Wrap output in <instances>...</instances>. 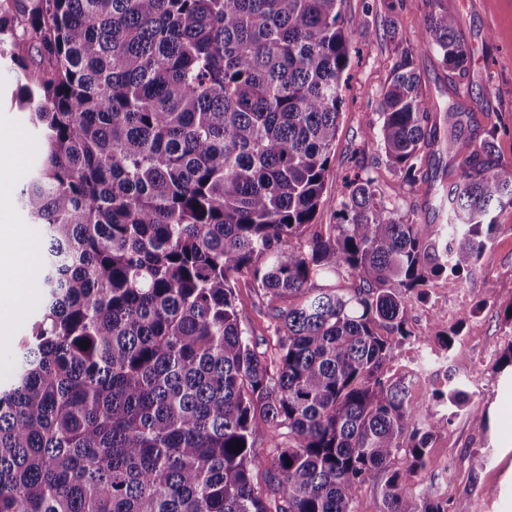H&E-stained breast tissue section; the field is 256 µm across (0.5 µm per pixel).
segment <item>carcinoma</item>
<instances>
[{"label":"carcinoma","mask_w":512,"mask_h":512,"mask_svg":"<svg viewBox=\"0 0 512 512\" xmlns=\"http://www.w3.org/2000/svg\"><path fill=\"white\" fill-rule=\"evenodd\" d=\"M10 2L0 46L39 72L19 86L40 150L19 200L46 245L39 315L21 339L0 336L15 351L0 512H355L383 473L384 512H469L405 494L444 417L390 364L413 339L449 351L460 336L464 317L413 337L406 303L432 280L459 287L495 238L492 210L512 208L498 130L470 150L448 141V223H404L358 151L343 223L317 224L357 25L343 0ZM415 49L468 69L445 8ZM413 50L379 112L408 185L435 143ZM241 276L270 309L262 350ZM462 386L436 404L464 406Z\"/></svg>","instance_id":"1"}]
</instances>
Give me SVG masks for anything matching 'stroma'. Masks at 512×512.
I'll return each mask as SVG.
<instances>
[{"mask_svg": "<svg viewBox=\"0 0 512 512\" xmlns=\"http://www.w3.org/2000/svg\"><path fill=\"white\" fill-rule=\"evenodd\" d=\"M441 6L461 22L470 49L468 71L460 78L448 72L436 53L415 54L414 67L438 129L430 159L436 180L406 186L379 148L378 112L394 60L418 32L424 16ZM343 11L360 27L351 36L352 65L316 221L338 223L337 204L352 173V157L362 149L383 200L399 201L404 222L446 223V212L434 211L430 194L432 184H447L457 175V162L448 153V110L464 113L461 139L473 146L490 129L509 128V135L498 137L496 145L501 160L512 162V0H344ZM392 26L397 36L389 34ZM16 85L14 72L0 69V139L13 137L18 155L17 163L0 173V183L9 191V208L0 219L25 225V235L38 252L44 245L43 231L28 228L29 218L18 199L33 153L23 147L24 113L14 102ZM496 222L499 233L460 288L450 291L432 284L424 296H411L407 302L413 335H424L433 319L447 327L460 322L464 328L459 342L448 352L436 344L421 350L406 344L390 365L394 377L409 382L417 402L433 403L450 377L465 383L470 405L486 411L483 429L461 410L442 425L426 458L422 482L433 496L466 500L470 512H512V373L493 370L512 344V209L497 212ZM235 288L248 316L250 336L267 337L269 309L259 289L245 277ZM474 456L484 457L485 466L472 468Z\"/></svg>", "mask_w": 512, "mask_h": 512, "instance_id": "stroma-1", "label": "stroma"}]
</instances>
